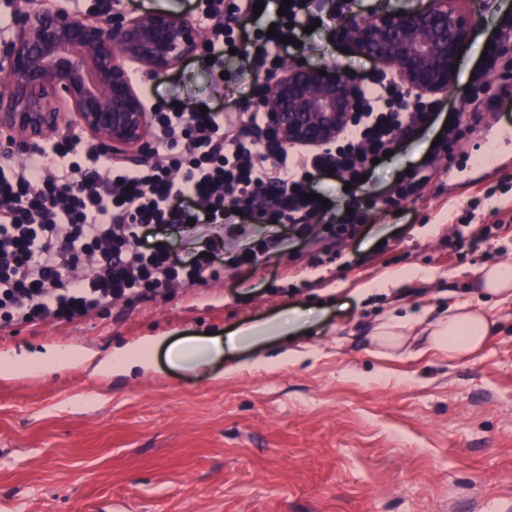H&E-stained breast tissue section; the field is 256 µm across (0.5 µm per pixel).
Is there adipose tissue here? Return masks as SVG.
I'll list each match as a JSON object with an SVG mask.
<instances>
[{"mask_svg": "<svg viewBox=\"0 0 512 512\" xmlns=\"http://www.w3.org/2000/svg\"><path fill=\"white\" fill-rule=\"evenodd\" d=\"M301 317H288L261 321L241 328L227 338H193L172 345L168 350L171 364L206 371L225 352L241 347H257L275 337H288L301 331ZM432 345L446 351L449 358H457L475 352L489 335L491 327L486 313L462 303L449 308L447 317L429 324ZM155 337H145L127 349L112 353L99 361L97 369L103 374H119L130 366L150 368L152 352L158 345Z\"/></svg>", "mask_w": 512, "mask_h": 512, "instance_id": "obj_1", "label": "adipose tissue"}]
</instances>
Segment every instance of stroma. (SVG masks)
Returning a JSON list of instances; mask_svg holds the SVG:
<instances>
[{
	"instance_id": "obj_1",
	"label": "stroma",
	"mask_w": 512,
	"mask_h": 512,
	"mask_svg": "<svg viewBox=\"0 0 512 512\" xmlns=\"http://www.w3.org/2000/svg\"><path fill=\"white\" fill-rule=\"evenodd\" d=\"M478 20L459 59L452 107L512 0H460ZM307 63L360 79L371 60L346 54L332 30L315 32ZM232 56L202 55L155 77L130 63L151 101L185 109L239 107L255 80L227 88ZM493 101L474 130L438 162L427 197L372 212L367 224L318 259L278 240L258 267L217 261L208 285L167 297L104 306L71 324L51 320L0 331L15 356L79 346L97 356L145 336L174 344L225 336L276 316L305 314L302 334L244 349L210 374L171 366L165 350L149 372L100 376L88 363L0 376V512H504L512 505V297L482 295L476 270L512 264V235L484 239L495 210L512 212V80L487 76ZM404 142L360 188L335 187L328 218L386 190L415 169L437 135ZM493 198H474L476 184ZM473 212L469 227L459 220ZM478 303L495 323L471 356L433 347L429 322ZM409 322L394 347L375 330ZM301 348L297 363L282 362ZM263 367H255V360ZM237 372H228V365Z\"/></svg>"
}]
</instances>
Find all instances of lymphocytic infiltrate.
I'll list each match as a JSON object with an SVG mask.
<instances>
[{"mask_svg":"<svg viewBox=\"0 0 512 512\" xmlns=\"http://www.w3.org/2000/svg\"><path fill=\"white\" fill-rule=\"evenodd\" d=\"M258 0H235L242 25L225 22L224 0H208L200 20L209 52L250 42L249 68L280 67L291 50L284 37L300 39L313 22L329 26L358 0H290L276 32H250ZM512 39V18L500 23L472 86L458 99L419 169L375 195L368 209L423 199L438 177L436 165L491 100L484 75H512V58L498 44ZM436 100L415 94L378 70L364 77L355 122L336 141L316 151H288L266 124L246 109L148 108L150 164L134 167L96 141L74 135L28 145L23 159L0 154V325L46 319L70 322L116 302L153 300L173 288L213 279L222 235L214 227L233 218L252 219L291 233L324 254L366 223L368 209L353 205L339 222L326 223L312 193L335 177L359 185L374 159L396 152L438 115ZM197 240L190 258L173 254L169 231Z\"/></svg>","mask_w":512,"mask_h":512,"instance_id":"obj_1","label":"lymphocytic infiltrate"}]
</instances>
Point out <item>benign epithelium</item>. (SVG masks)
Listing matches in <instances>:
<instances>
[{"instance_id": "1", "label": "benign epithelium", "mask_w": 512, "mask_h": 512, "mask_svg": "<svg viewBox=\"0 0 512 512\" xmlns=\"http://www.w3.org/2000/svg\"><path fill=\"white\" fill-rule=\"evenodd\" d=\"M475 28L456 0H427L412 9L350 15L336 37L416 93L435 95L451 90L452 67ZM199 42L193 23L167 11L131 14L116 3L112 20L102 24L33 2L0 38V133L10 145L48 135L64 104L110 154L145 165L147 112L127 62L165 74ZM299 59L264 75L252 107L267 113L281 145L326 147L353 122L362 85L334 66Z\"/></svg>"}]
</instances>
